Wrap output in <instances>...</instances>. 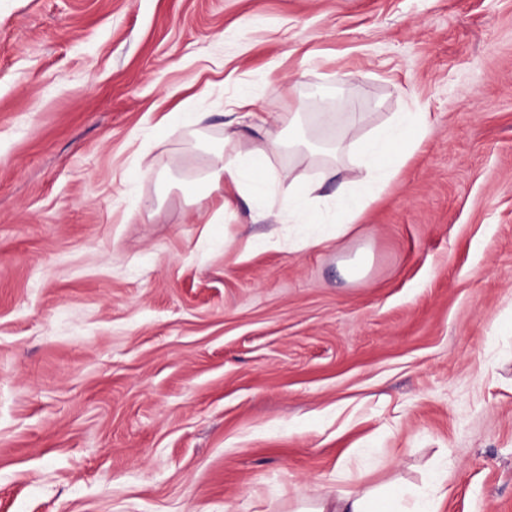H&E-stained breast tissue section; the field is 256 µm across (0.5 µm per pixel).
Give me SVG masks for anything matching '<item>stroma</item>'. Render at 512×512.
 I'll use <instances>...</instances> for the list:
<instances>
[{"mask_svg": "<svg viewBox=\"0 0 512 512\" xmlns=\"http://www.w3.org/2000/svg\"><path fill=\"white\" fill-rule=\"evenodd\" d=\"M342 97L355 138L428 115L347 234L191 196L260 116L332 198L359 153L308 117ZM435 471L440 512H512V0H0V512H295Z\"/></svg>", "mask_w": 512, "mask_h": 512, "instance_id": "obj_1", "label": "stroma"}]
</instances>
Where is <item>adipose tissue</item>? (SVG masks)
I'll return each instance as SVG.
<instances>
[{
  "label": "adipose tissue",
  "mask_w": 512,
  "mask_h": 512,
  "mask_svg": "<svg viewBox=\"0 0 512 512\" xmlns=\"http://www.w3.org/2000/svg\"><path fill=\"white\" fill-rule=\"evenodd\" d=\"M427 122L422 112H407L378 131L361 146L362 160L358 166L357 182L360 191H352L348 184H341L336 192L333 222L337 233H346L352 224L375 200L382 188L397 174L404 162L402 155L393 151L395 145L404 143L418 148V131ZM223 189V209L235 207L239 197L251 194L269 202L289 223L308 226L324 223L319 208V197L311 188H300L297 182L282 183L274 179L269 169L266 146H255L225 159L223 151L211 154L206 182L199 186V193ZM405 490L401 485L390 484L363 491L337 490L317 495L313 506H302L296 512H403L401 502Z\"/></svg>",
  "instance_id": "ef3b65f1"
}]
</instances>
